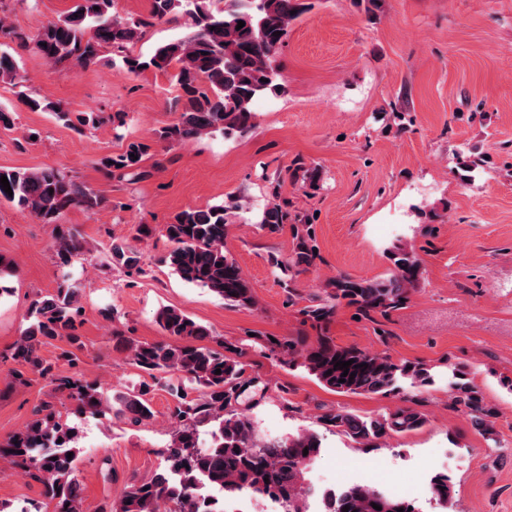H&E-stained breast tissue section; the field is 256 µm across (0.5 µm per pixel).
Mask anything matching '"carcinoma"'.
<instances>
[{
  "instance_id": "obj_1",
  "label": "carcinoma",
  "mask_w": 512,
  "mask_h": 512,
  "mask_svg": "<svg viewBox=\"0 0 512 512\" xmlns=\"http://www.w3.org/2000/svg\"><path fill=\"white\" fill-rule=\"evenodd\" d=\"M113 0H79L73 10L48 22L32 38L34 48L53 66L71 64L86 67L107 49L119 51L141 38L144 30L175 16L185 19L189 33L155 48L147 57L125 56L129 73H161L173 82L179 94L176 105L180 117L162 131L168 140L220 133L226 137L243 134L255 126V103L278 95L282 90L277 53L288 35L289 25L312 8L306 0H151L145 16L121 17L112 13ZM245 26L237 28L238 22ZM280 32L275 37L273 33ZM32 111L52 112L65 120L67 114L46 97L16 91ZM148 146L131 142L115 156L100 161L109 174L118 170L137 171ZM138 159H133V156ZM8 179L12 193L0 186V202L11 203L35 215L45 224H56L72 208L96 210L100 196L84 183L52 167L25 171L0 167V177ZM289 201L273 188L271 199L261 212L260 224L275 233L288 221ZM227 224L224 205L179 212L166 225L172 249L165 261L185 282L209 289L230 305L249 308L256 299L237 262L224 252ZM313 224L309 219L294 225L293 242L282 271L299 275L315 265L318 255ZM112 256L129 273L142 272L137 251L111 244ZM81 253L80 239L71 231L57 229L56 256L66 265ZM393 265L389 277L370 280L338 274L325 284V297L302 309L307 319L328 324L338 307L355 308L356 314L371 319L387 316L409 302L422 275L415 252L401 245L387 251ZM79 288L67 280L56 293L35 301L28 324L15 347L12 359L33 373L50 380L56 389L68 392L76 403L75 414L104 416L110 406L100 385L76 375H60L37 354L40 339L75 340L71 331L79 317ZM157 323L168 342L138 343L131 346L129 360L159 382L177 374L183 381L202 389L199 399L188 398L181 386L173 388L176 403L171 419L176 432L164 452V465L150 479L130 483L112 512H226L224 504L233 498H271L286 506V512H310V499L317 489L309 482L307 470L320 452L321 440L314 432L259 440L250 422L235 409L244 370L235 358L225 354L227 346L215 349L195 341L208 331L186 314L163 308ZM288 364L305 368L319 382L337 393H401L403 384L422 387L431 375L420 364L396 362L391 357L357 347H341L322 336L313 343L296 339L282 345ZM354 360L347 370L335 361ZM221 374H215V370ZM349 376H343V373ZM454 404L471 417L475 428L492 435L497 411L484 400L479 388L466 381V372L452 369ZM345 382H339V379ZM147 385L122 400L118 412L138 422L151 417L143 396ZM24 430L8 439L0 457L18 464L25 474L43 487V495L53 505L52 512H80L81 485L77 477L78 426L62 424L55 412L42 405ZM355 442L370 446L392 435L420 428L422 413L400 407L375 417H360L344 410L321 416ZM308 454H303V450ZM74 456L67 458V453ZM432 498L448 504V478L441 475L430 482ZM381 506L376 510L372 504ZM399 512L413 503L379 490L367 483L346 485L325 495L323 512Z\"/></svg>"
}]
</instances>
